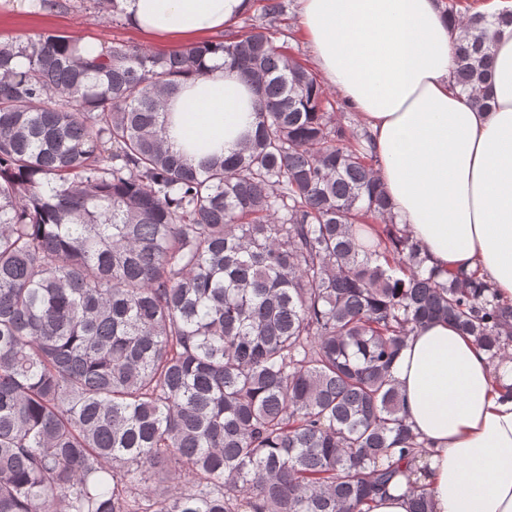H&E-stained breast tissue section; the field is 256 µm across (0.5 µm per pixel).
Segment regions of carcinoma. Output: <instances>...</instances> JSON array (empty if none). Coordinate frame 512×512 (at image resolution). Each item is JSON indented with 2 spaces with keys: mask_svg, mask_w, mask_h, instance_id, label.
I'll list each match as a JSON object with an SVG mask.
<instances>
[{
  "mask_svg": "<svg viewBox=\"0 0 512 512\" xmlns=\"http://www.w3.org/2000/svg\"><path fill=\"white\" fill-rule=\"evenodd\" d=\"M444 7L488 109L512 10ZM258 10L165 53L0 40V512H364L421 447L391 374L414 329L512 360V304L426 266L365 135L275 45L283 0ZM217 55L256 128L195 166L162 96Z\"/></svg>",
  "mask_w": 512,
  "mask_h": 512,
  "instance_id": "carcinoma-1",
  "label": "carcinoma"
}]
</instances>
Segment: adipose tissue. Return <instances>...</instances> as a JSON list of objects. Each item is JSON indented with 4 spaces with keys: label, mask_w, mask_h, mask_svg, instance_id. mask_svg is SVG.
<instances>
[{
    "label": "adipose tissue",
    "mask_w": 512,
    "mask_h": 512,
    "mask_svg": "<svg viewBox=\"0 0 512 512\" xmlns=\"http://www.w3.org/2000/svg\"><path fill=\"white\" fill-rule=\"evenodd\" d=\"M136 31L193 43L218 34L248 0H119ZM300 24L325 81L358 112L397 223L429 267L479 271L512 303V29L498 38L492 107L454 90L453 43L439 0H300ZM166 97V142L192 163L241 149L256 95L221 57ZM423 444L369 512H512V362L492 364L443 321L418 327L394 363Z\"/></svg>",
    "instance_id": "ef3b65f1"
}]
</instances>
